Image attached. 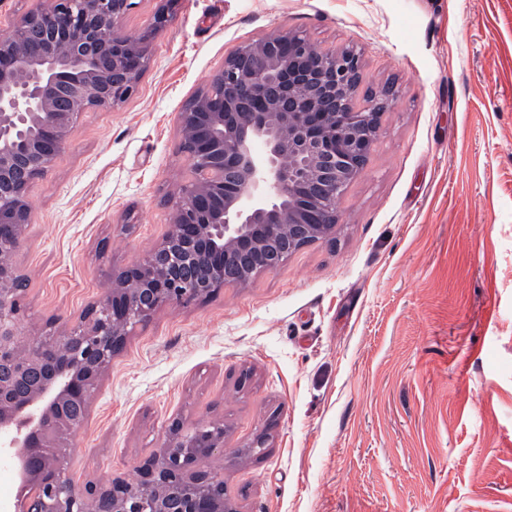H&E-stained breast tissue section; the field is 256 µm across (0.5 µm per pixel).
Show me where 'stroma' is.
Returning a JSON list of instances; mask_svg holds the SVG:
<instances>
[{
  "label": "stroma",
  "instance_id": "35a3bbf8",
  "mask_svg": "<svg viewBox=\"0 0 512 512\" xmlns=\"http://www.w3.org/2000/svg\"><path fill=\"white\" fill-rule=\"evenodd\" d=\"M277 28L361 49L362 91L396 108L333 240L132 329L69 475L128 471L178 413L229 426L239 512H512V0H179L137 91L83 113L31 188L20 325H75L161 238L177 112Z\"/></svg>",
  "mask_w": 512,
  "mask_h": 512
}]
</instances>
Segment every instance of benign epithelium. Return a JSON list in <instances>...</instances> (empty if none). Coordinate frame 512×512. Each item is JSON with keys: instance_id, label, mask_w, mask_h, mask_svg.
Returning a JSON list of instances; mask_svg holds the SVG:
<instances>
[{"instance_id": "obj_1", "label": "benign epithelium", "mask_w": 512, "mask_h": 512, "mask_svg": "<svg viewBox=\"0 0 512 512\" xmlns=\"http://www.w3.org/2000/svg\"><path fill=\"white\" fill-rule=\"evenodd\" d=\"M177 0H163L136 41L137 0H36L0 38V463L24 494L11 512H238L224 484L229 427L171 416L136 477L74 484L72 434L125 348L131 328L273 272L336 234L337 202L363 173L397 92L358 100L363 53L314 52L277 29L232 50L177 116V152L192 169L173 193L168 229L112 273L104 296L52 336L17 324L16 251L30 191L64 152L84 112L130 97Z\"/></svg>"}]
</instances>
